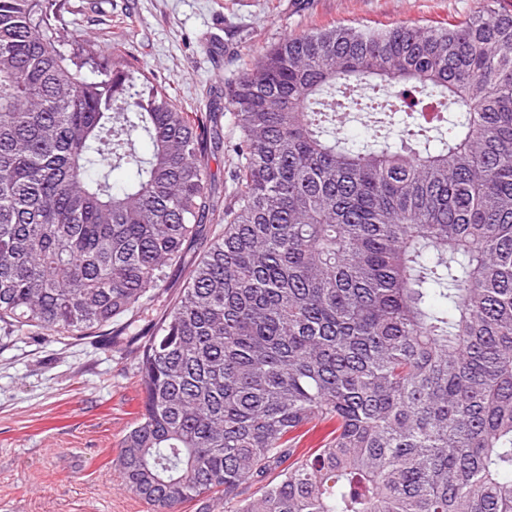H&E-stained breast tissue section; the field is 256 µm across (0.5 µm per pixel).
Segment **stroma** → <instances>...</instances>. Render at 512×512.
Wrapping results in <instances>:
<instances>
[{
	"label": "stroma",
	"mask_w": 512,
	"mask_h": 512,
	"mask_svg": "<svg viewBox=\"0 0 512 512\" xmlns=\"http://www.w3.org/2000/svg\"><path fill=\"white\" fill-rule=\"evenodd\" d=\"M477 0H67L65 45L87 40L98 78L124 44L188 112L218 110L247 54L329 24L454 21ZM134 355L101 336L0 328V512H148L114 466L141 409Z\"/></svg>",
	"instance_id": "35a3bbf8"
}]
</instances>
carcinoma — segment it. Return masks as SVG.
<instances>
[{
  "mask_svg": "<svg viewBox=\"0 0 512 512\" xmlns=\"http://www.w3.org/2000/svg\"><path fill=\"white\" fill-rule=\"evenodd\" d=\"M501 2L256 52L224 95V229L150 319L210 210L216 113L183 111L115 47L84 79L59 0H0V322L126 337L143 402L115 466L154 512H512ZM351 110L404 129L360 148L324 126Z\"/></svg>",
  "mask_w": 512,
  "mask_h": 512,
  "instance_id": "1",
  "label": "carcinoma"
}]
</instances>
